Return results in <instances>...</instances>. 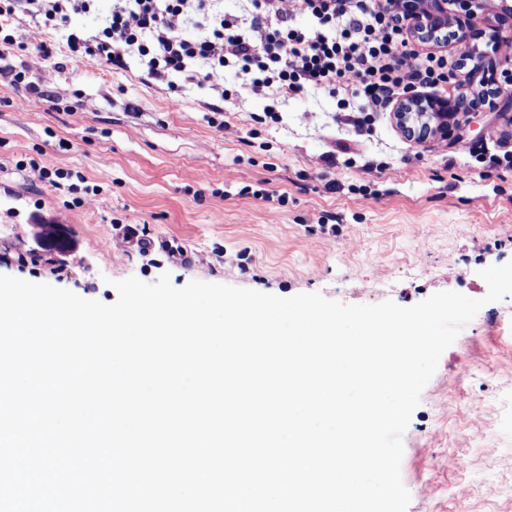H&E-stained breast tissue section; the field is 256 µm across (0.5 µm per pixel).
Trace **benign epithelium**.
Wrapping results in <instances>:
<instances>
[{
  "mask_svg": "<svg viewBox=\"0 0 512 512\" xmlns=\"http://www.w3.org/2000/svg\"><path fill=\"white\" fill-rule=\"evenodd\" d=\"M458 10L448 13V0H392L393 7L399 12L408 28L411 38L432 46L440 47L448 43V27L455 26L464 39H476L486 34L484 18L467 8L466 0H457ZM484 71L480 86L486 95L500 93L497 86L492 62L484 59L472 64L466 73L453 72L448 79L454 81L458 90L463 92L459 98L450 99L424 93L410 88L394 108L397 127L406 136L417 141L446 140L458 122L460 102L466 99L464 92L473 91L475 74ZM70 237L64 225L58 226L57 233L50 241L39 240V245L65 254Z\"/></svg>",
  "mask_w": 512,
  "mask_h": 512,
  "instance_id": "obj_1",
  "label": "benign epithelium"
}]
</instances>
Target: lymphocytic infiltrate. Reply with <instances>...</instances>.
Segmentation results:
<instances>
[{
  "label": "lymphocytic infiltrate",
  "instance_id": "obj_1",
  "mask_svg": "<svg viewBox=\"0 0 512 512\" xmlns=\"http://www.w3.org/2000/svg\"><path fill=\"white\" fill-rule=\"evenodd\" d=\"M388 2L244 0L230 14L212 0H114L98 37L69 28L63 42L75 72L93 62L122 69L135 56L149 78L175 75L219 93L226 70H236L243 106L313 88L378 112L409 87L448 80L446 58L410 49Z\"/></svg>",
  "mask_w": 512,
  "mask_h": 512
}]
</instances>
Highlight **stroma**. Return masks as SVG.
Segmentation results:
<instances>
[{"label":"stroma","mask_w":512,"mask_h":512,"mask_svg":"<svg viewBox=\"0 0 512 512\" xmlns=\"http://www.w3.org/2000/svg\"><path fill=\"white\" fill-rule=\"evenodd\" d=\"M33 71L48 100L35 103L0 60V275L47 283L106 304L113 281L161 274L289 297L320 293L345 304L409 307L441 291L483 297L479 272L512 260V119L494 106L460 116L448 140L417 142L391 110L339 109L322 90L246 108L213 90L92 63ZM222 103L228 131L211 127ZM503 143L486 138L492 128ZM45 159L80 173L58 194L28 169ZM264 188L265 201L253 191ZM285 203H278V196ZM38 219L68 224L64 257L34 240ZM138 225L153 247H100ZM407 512H512V297L486 304L441 355L402 436Z\"/></svg>","instance_id":"stroma-1"}]
</instances>
